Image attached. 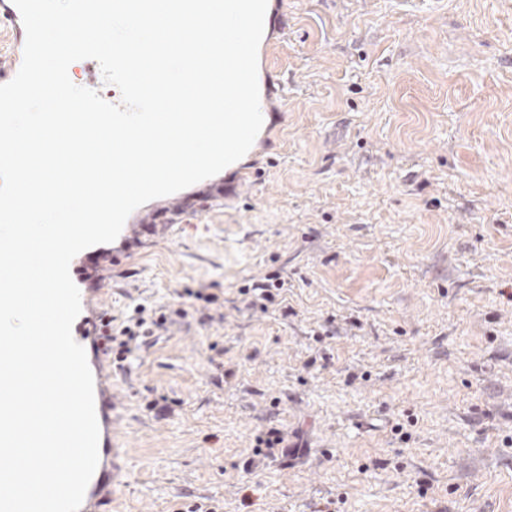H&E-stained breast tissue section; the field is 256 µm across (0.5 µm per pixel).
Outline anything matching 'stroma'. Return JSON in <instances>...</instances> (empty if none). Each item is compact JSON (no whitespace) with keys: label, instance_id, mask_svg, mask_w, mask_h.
Wrapping results in <instances>:
<instances>
[{"label":"stroma","instance_id":"obj_1","mask_svg":"<svg viewBox=\"0 0 512 512\" xmlns=\"http://www.w3.org/2000/svg\"><path fill=\"white\" fill-rule=\"evenodd\" d=\"M268 6L259 181L105 283L224 301L110 369L112 512H512V0ZM271 280V278H264V280L252 284V288H249L247 293H245V295L250 293L252 295L248 307L252 309L259 308L261 311L265 312L268 308L266 303H274L276 297L280 295V292L273 293L272 290H282L285 286V282H271Z\"/></svg>","mask_w":512,"mask_h":512}]
</instances>
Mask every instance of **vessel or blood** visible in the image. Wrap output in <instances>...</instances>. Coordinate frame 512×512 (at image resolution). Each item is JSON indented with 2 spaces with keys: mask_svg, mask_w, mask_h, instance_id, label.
<instances>
[{
  "mask_svg": "<svg viewBox=\"0 0 512 512\" xmlns=\"http://www.w3.org/2000/svg\"><path fill=\"white\" fill-rule=\"evenodd\" d=\"M0 16L8 19L14 26L16 46L25 43V30L19 10L13 0H0ZM144 231L143 225L126 222L120 235L107 252L85 249L77 254L70 264V274L74 282L84 283L87 279L97 277L107 267L120 269L127 265L139 246ZM104 315L88 317L78 316L72 326L74 339L85 350L95 352L98 367H105L106 349H103L105 333ZM95 409L99 424L97 469L87 487L80 507V512H94L92 505L112 493V397L108 393L104 380L95 382Z\"/></svg>",
  "mask_w": 512,
  "mask_h": 512,
  "instance_id": "vessel-or-blood-1",
  "label": "vessel or blood"
}]
</instances>
